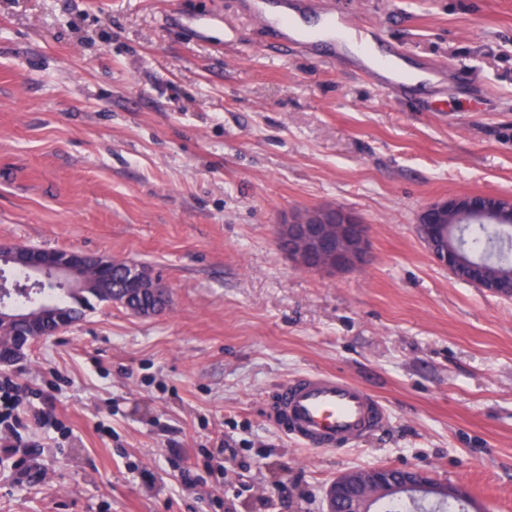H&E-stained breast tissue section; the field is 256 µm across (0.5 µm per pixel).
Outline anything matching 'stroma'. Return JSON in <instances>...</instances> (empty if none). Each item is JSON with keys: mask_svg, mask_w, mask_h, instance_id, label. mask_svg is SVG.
<instances>
[{"mask_svg": "<svg viewBox=\"0 0 512 512\" xmlns=\"http://www.w3.org/2000/svg\"><path fill=\"white\" fill-rule=\"evenodd\" d=\"M279 0H0V244L144 265L169 307L96 305L5 376L32 392L0 512H320L346 469L418 468L512 512V299L417 233L462 192L512 195V0H314L400 46L398 96L351 50L258 19ZM370 227L362 267L298 269L293 210ZM334 372L385 405L343 451L269 419ZM263 25L268 30L271 37L277 40H288L289 37L299 44L312 45V41L307 36H293L292 33V22L288 19V13L280 19H271L264 17L262 19Z\"/></svg>", "mask_w": 512, "mask_h": 512, "instance_id": "35a3bbf8", "label": "stroma"}]
</instances>
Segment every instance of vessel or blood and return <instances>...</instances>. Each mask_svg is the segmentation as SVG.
Segmentation results:
<instances>
[{"label": "vessel or blood", "mask_w": 512, "mask_h": 512, "mask_svg": "<svg viewBox=\"0 0 512 512\" xmlns=\"http://www.w3.org/2000/svg\"><path fill=\"white\" fill-rule=\"evenodd\" d=\"M268 417L306 449L342 450L379 429L387 410L349 379L309 373L279 388Z\"/></svg>", "instance_id": "b4317fda"}]
</instances>
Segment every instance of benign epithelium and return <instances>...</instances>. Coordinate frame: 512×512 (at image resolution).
I'll return each instance as SVG.
<instances>
[{
    "label": "benign epithelium",
    "instance_id": "1",
    "mask_svg": "<svg viewBox=\"0 0 512 512\" xmlns=\"http://www.w3.org/2000/svg\"><path fill=\"white\" fill-rule=\"evenodd\" d=\"M467 218H489L512 225V196L499 193H457L434 201L420 213L421 238L436 263L452 276L471 272L470 283L489 293L512 298L503 288L505 280L487 275L483 261L473 263L463 251L461 240L448 245L450 225ZM275 239L294 265L313 272L342 273L362 266L370 253L369 225L352 212L328 206L288 214L275 225ZM0 262L18 273L13 280L0 279V335L34 319L50 324V329L19 344L7 345L0 356V367L14 365L41 340L71 327L74 321L63 312L46 307L35 296L51 285H62L75 296L103 283L112 284V273L121 268L131 271L121 284L143 296L140 306L129 305V297L112 290L108 303L121 306L142 317L160 313L157 301L168 298V288L152 277L148 269L123 260L108 259L76 251L35 249L20 245H0ZM399 499L420 508H438L448 502L462 504L467 512H483L461 484H448L418 469L373 466L347 469L328 484L324 492L325 512H375L388 499Z\"/></svg>",
    "mask_w": 512,
    "mask_h": 512
}]
</instances>
